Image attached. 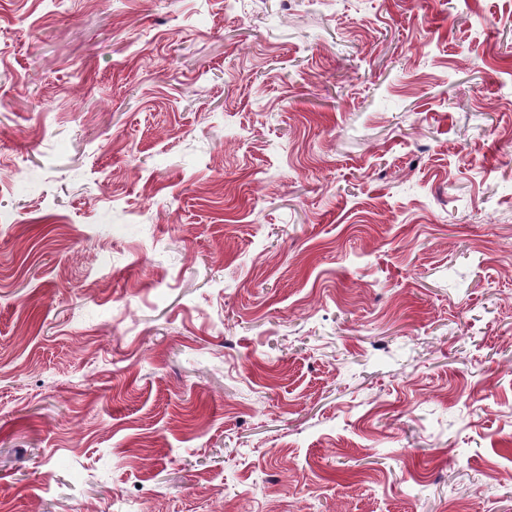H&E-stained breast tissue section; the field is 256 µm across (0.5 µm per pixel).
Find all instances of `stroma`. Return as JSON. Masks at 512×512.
Returning <instances> with one entry per match:
<instances>
[{
  "mask_svg": "<svg viewBox=\"0 0 512 512\" xmlns=\"http://www.w3.org/2000/svg\"><path fill=\"white\" fill-rule=\"evenodd\" d=\"M0 512H512V0H0Z\"/></svg>",
  "mask_w": 512,
  "mask_h": 512,
  "instance_id": "obj_1",
  "label": "stroma"
}]
</instances>
